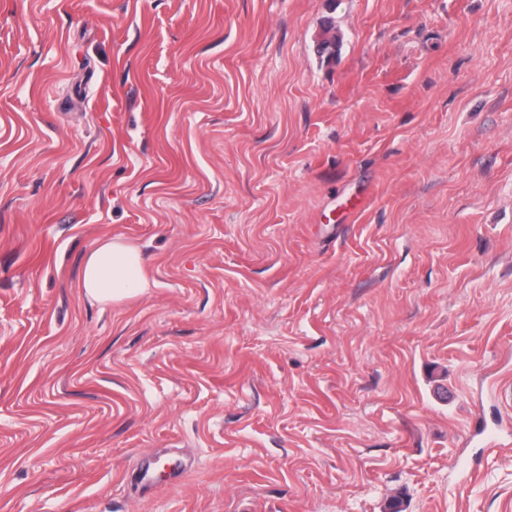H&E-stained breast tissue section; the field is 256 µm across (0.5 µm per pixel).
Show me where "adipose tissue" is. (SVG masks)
Listing matches in <instances>:
<instances>
[{"label":"adipose tissue","instance_id":"obj_1","mask_svg":"<svg viewBox=\"0 0 512 512\" xmlns=\"http://www.w3.org/2000/svg\"><path fill=\"white\" fill-rule=\"evenodd\" d=\"M82 286L88 298L102 304L142 293L149 286L144 258L122 240L99 241L85 260Z\"/></svg>","mask_w":512,"mask_h":512}]
</instances>
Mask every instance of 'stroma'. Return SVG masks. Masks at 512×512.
Masks as SVG:
<instances>
[{
	"label": "stroma",
	"mask_w": 512,
	"mask_h": 512,
	"mask_svg": "<svg viewBox=\"0 0 512 512\" xmlns=\"http://www.w3.org/2000/svg\"><path fill=\"white\" fill-rule=\"evenodd\" d=\"M395 501L512 512V0H0V512ZM82 286L88 298L102 304L142 293L149 286L144 258L122 240L99 241L85 260Z\"/></svg>",
	"instance_id": "obj_1"
}]
</instances>
